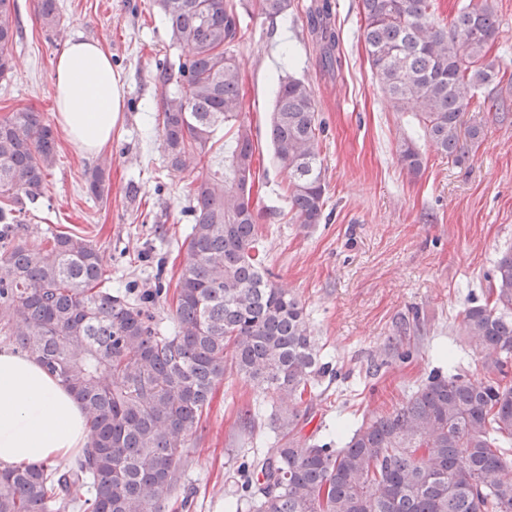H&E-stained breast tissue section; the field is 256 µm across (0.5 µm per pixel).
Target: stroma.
I'll list each match as a JSON object with an SVG mask.
<instances>
[{
	"instance_id": "obj_1",
	"label": "stroma",
	"mask_w": 512,
	"mask_h": 512,
	"mask_svg": "<svg viewBox=\"0 0 512 512\" xmlns=\"http://www.w3.org/2000/svg\"><path fill=\"white\" fill-rule=\"evenodd\" d=\"M310 2L294 0V21L273 25L249 4L240 13L235 53L261 161L254 204L269 267L274 281L301 300L323 356L338 371L322 380V395L304 416V434L322 436L402 405L436 367L439 348L452 349L473 377L484 376L485 358L459 324L470 290L485 285L497 255L512 248V112L502 119L466 114V121L484 124L485 137L463 164L431 152L410 116L392 111L370 68L357 0H331L340 59L331 70L308 22ZM58 3L60 36L44 28L35 0H18L22 37L10 76L0 79V117L29 106L54 122L53 64L76 37L99 41L110 55L124 112L110 143L93 156L56 129V163L15 239L37 244L53 233H76L99 248L106 287L174 288L192 228L184 186L193 175L167 170L153 115L167 92L154 79L156 63L176 51L151 0ZM281 73L310 83L324 122L326 205L320 224L309 228L292 221L288 178L272 160L268 119ZM405 135L426 157L416 175L398 161ZM100 164L109 191L96 199L87 195L86 180ZM415 315L420 330L400 334L402 320ZM408 348L413 361L400 363L397 353ZM257 403L261 416L244 419ZM275 412L260 390L226 372L186 441L175 496L188 498L189 512H224L252 443L273 446Z\"/></svg>"
}]
</instances>
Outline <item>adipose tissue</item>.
<instances>
[{
  "label": "adipose tissue",
  "instance_id": "ef3b65f1",
  "mask_svg": "<svg viewBox=\"0 0 512 512\" xmlns=\"http://www.w3.org/2000/svg\"><path fill=\"white\" fill-rule=\"evenodd\" d=\"M55 116L84 154H97L119 119L123 89L96 41L66 42L53 67ZM89 439L73 395L33 359L0 350V463H52Z\"/></svg>",
  "mask_w": 512,
  "mask_h": 512
}]
</instances>
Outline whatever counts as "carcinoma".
Returning a JSON list of instances; mask_svg holds the SVG:
<instances>
[{
    "label": "carcinoma",
    "mask_w": 512,
    "mask_h": 512,
    "mask_svg": "<svg viewBox=\"0 0 512 512\" xmlns=\"http://www.w3.org/2000/svg\"><path fill=\"white\" fill-rule=\"evenodd\" d=\"M269 21L293 14V0H258ZM176 60L158 63L174 86L155 116L167 167L201 174L187 186L192 233L159 327L157 288L138 301L101 287L99 249L54 233L43 245L0 252V334L76 395L90 423L89 445L65 464L0 466V512H163L182 479L187 437L197 428L226 358L238 376L272 399L312 402L338 371L324 360L298 297L270 279L252 204L254 141L233 51L240 19L230 0H152ZM44 27L58 30V0H37ZM368 60L391 108L417 119L435 151L458 164L480 146L484 126L468 112H506L512 73L492 55L500 24L492 0L461 5L441 24L436 0H358ZM330 5L308 8L332 69L338 37ZM21 33L17 0H0V77L11 70ZM323 134L311 86L279 80L269 117L273 161L288 173L285 200L299 224L320 223L326 184ZM57 154L41 113L0 119V241L15 236L27 204L42 194ZM398 161L416 175L424 157L404 137ZM96 167L89 190L104 196ZM460 330L487 359L478 380L455 353L432 369L394 411L336 437L301 435L299 410L275 418L272 448L253 453L225 512H512V249L464 309Z\"/></svg>",
    "instance_id": "cac0c4a2"
}]
</instances>
